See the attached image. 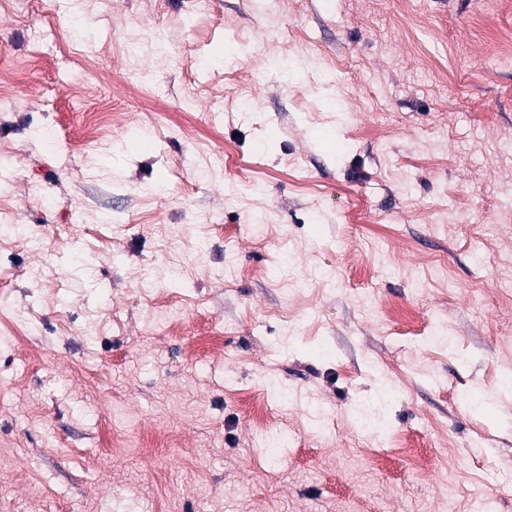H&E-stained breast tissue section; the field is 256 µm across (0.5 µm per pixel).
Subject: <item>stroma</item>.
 <instances>
[{
    "mask_svg": "<svg viewBox=\"0 0 512 512\" xmlns=\"http://www.w3.org/2000/svg\"><path fill=\"white\" fill-rule=\"evenodd\" d=\"M511 37L0 0V512H512Z\"/></svg>",
    "mask_w": 512,
    "mask_h": 512,
    "instance_id": "35a3bbf8",
    "label": "stroma"
}]
</instances>
